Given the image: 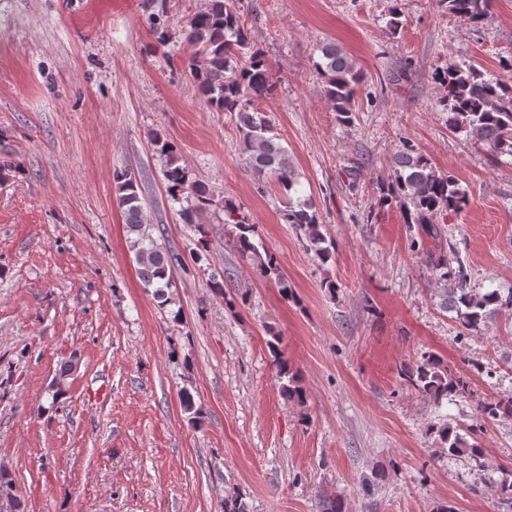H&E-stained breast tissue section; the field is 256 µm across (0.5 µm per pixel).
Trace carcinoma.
<instances>
[{"instance_id": "cac0c4a2", "label": "carcinoma", "mask_w": 512, "mask_h": 512, "mask_svg": "<svg viewBox=\"0 0 512 512\" xmlns=\"http://www.w3.org/2000/svg\"><path fill=\"white\" fill-rule=\"evenodd\" d=\"M236 0H205L203 6L188 20L183 34L195 49L192 60L194 81L200 99L208 107L227 112L235 119L241 134L242 147L248 163L258 179L271 177L286 195L284 218L301 230L321 262L332 257L334 246L325 244L315 205L308 200H293L291 191L298 183L297 174L288 151L277 141L274 126L261 103L272 94L275 84L263 52L252 45L250 33L241 21ZM448 12L471 23L481 21L491 8L492 0H441ZM322 61L316 69L325 80L324 93L332 102L338 119L350 123L361 73L347 56L332 44L321 48ZM439 80L443 87V110L448 114V127L456 133L484 145L493 156H512V84L487 78L472 64L450 63L442 69ZM154 145L166 158L164 178L166 191L173 199H186L181 220L200 234L197 240V259L207 249L205 231L198 222L199 215L211 204L206 183L191 177L180 164L176 147L166 139L156 137ZM124 209L128 232L134 235L130 247L135 253L144 287L153 289L155 299L168 301L171 286L172 257L152 235V225L146 223L144 206L139 195L138 175L131 167L114 173ZM386 202H404L412 207L410 223L424 227L427 236L440 243L435 227L439 217L458 213L466 205L467 193L451 174H441L430 159L414 146L406 144L396 157L393 176L383 189ZM224 223L238 230L237 241L244 254H257L252 237L255 227L240 219L239 207L224 201ZM411 247L427 254L429 261L444 269L441 277L448 282L444 289V304L453 309L463 327L479 332L491 317L512 310V290L503 296L498 291L480 292L467 285L464 275L448 267L444 255L425 245V239ZM277 377L283 381L281 390L288 400L304 404L306 393L300 381L286 363L276 361ZM404 383L425 397L437 401L464 390V382L448 370L435 354L428 353L409 366L403 374ZM483 419H511L512 397L487 399L478 405ZM440 447L453 457H466L481 466L483 449L470 443L458 431L447 426L436 430ZM9 491L8 498L0 496V512H22L21 500L15 494V482L9 471L0 468V493Z\"/></svg>"}]
</instances>
